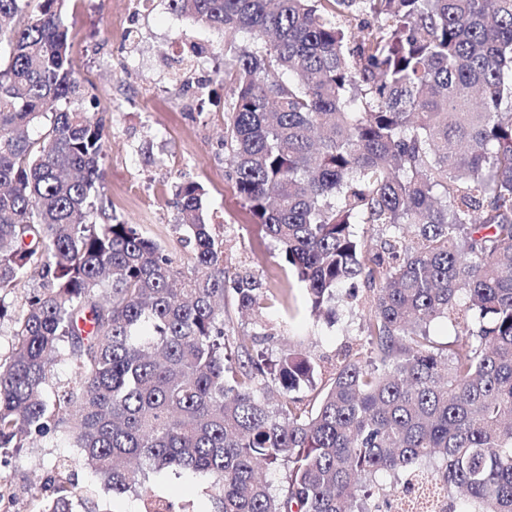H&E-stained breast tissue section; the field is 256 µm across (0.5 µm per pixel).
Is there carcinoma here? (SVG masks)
Wrapping results in <instances>:
<instances>
[{
    "instance_id": "1",
    "label": "carcinoma",
    "mask_w": 512,
    "mask_h": 512,
    "mask_svg": "<svg viewBox=\"0 0 512 512\" xmlns=\"http://www.w3.org/2000/svg\"><path fill=\"white\" fill-rule=\"evenodd\" d=\"M64 2L0 0V321L16 288L45 283L0 360V461L62 435L142 512H175L161 471L210 482L209 512H393L423 483L460 492L458 512H512V0H167L254 37L227 50L224 148L312 312L372 293L364 343L310 411L305 350L253 355L224 332L230 296L277 336L260 275L226 277L199 183L174 190L186 264L109 212ZM62 355L75 382L53 387ZM60 472L36 512H74Z\"/></svg>"
}]
</instances>
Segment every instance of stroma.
Returning <instances> with one entry per match:
<instances>
[{"mask_svg":"<svg viewBox=\"0 0 512 512\" xmlns=\"http://www.w3.org/2000/svg\"><path fill=\"white\" fill-rule=\"evenodd\" d=\"M64 20L74 68L85 80L84 95L97 98L106 117L104 193L114 214L184 260L189 250L176 227L172 186L184 177L202 185L212 231L224 243L227 276L247 268L259 271L273 294L265 303L266 320L306 348L319 366L317 385H327L338 354L363 343L370 300L363 295L339 307L335 325L316 319L304 284L281 260L276 243L250 223L224 149L233 92L214 78L226 61L224 33L170 13L165 0H151L144 11L136 0H68ZM130 28L137 33L132 43L123 39ZM192 45L204 53L185 82L175 81L173 61ZM58 461L65 462V478L83 496L76 512H85L89 501L97 512H141L140 500L112 495L80 450L61 437L22 449L0 464L9 489L0 497V512H32L27 486L40 483ZM152 482L159 494L172 496L177 512H205L210 506L207 482L192 474L163 472Z\"/></svg>","mask_w":512,"mask_h":512,"instance_id":"obj_1","label":"stroma"}]
</instances>
